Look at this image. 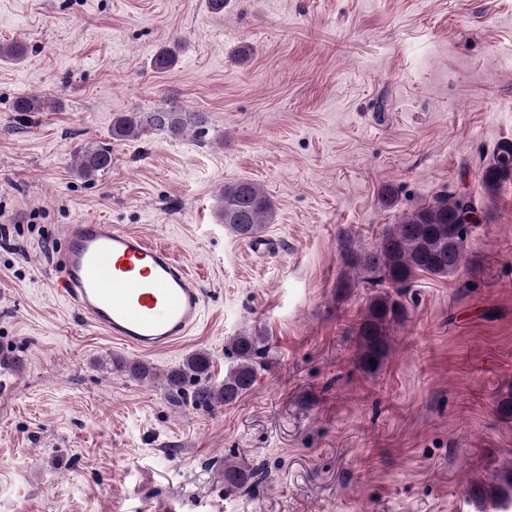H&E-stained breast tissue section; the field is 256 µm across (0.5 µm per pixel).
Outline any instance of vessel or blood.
<instances>
[{
    "label": "vessel or blood",
    "instance_id": "1",
    "mask_svg": "<svg viewBox=\"0 0 512 512\" xmlns=\"http://www.w3.org/2000/svg\"><path fill=\"white\" fill-rule=\"evenodd\" d=\"M51 267L83 320L142 354L181 341L203 316L200 274L170 248L115 224L66 225Z\"/></svg>",
    "mask_w": 512,
    "mask_h": 512
}]
</instances>
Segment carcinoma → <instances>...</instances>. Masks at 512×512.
Returning a JSON list of instances; mask_svg holds the SVG:
<instances>
[{"instance_id":"cac0c4a2","label":"carcinoma","mask_w":512,"mask_h":512,"mask_svg":"<svg viewBox=\"0 0 512 512\" xmlns=\"http://www.w3.org/2000/svg\"><path fill=\"white\" fill-rule=\"evenodd\" d=\"M177 48L163 46L155 54L152 65L158 72L173 68ZM204 117L199 112H187L169 104L152 112H119L112 120V139H142L157 133L180 136L187 127L200 125ZM78 172L92 179L112 168V152L96 142L85 144L77 155ZM485 188L495 189L512 178V143L498 146L492 160L480 167ZM220 218L237 238L251 240L261 235L275 218L274 205L267 193L251 181H237L224 186ZM481 223L479 209L471 197L458 193H442L431 203L403 215L400 223L389 224L370 248L356 245L351 233L339 232L343 263L363 275L372 286L388 285L401 296L420 273L446 277L461 264L471 229ZM404 315L403 305L388 292L375 294L369 300L364 315L356 327L358 360L363 369H378L387 354L390 327ZM267 337L258 332H242L229 338L227 356L234 365L219 385L209 383L212 360L206 352L189 356L182 366L164 376V387L171 397L183 393L187 381L195 382L192 397L202 407L227 405L252 390L258 368L266 355ZM375 359L372 365L369 359ZM128 375L137 380L157 377L154 368L140 361H125ZM255 478L254 472L238 463L224 461V480L233 486L246 485ZM481 493L490 501L495 512H512V492L487 487Z\"/></svg>"}]
</instances>
